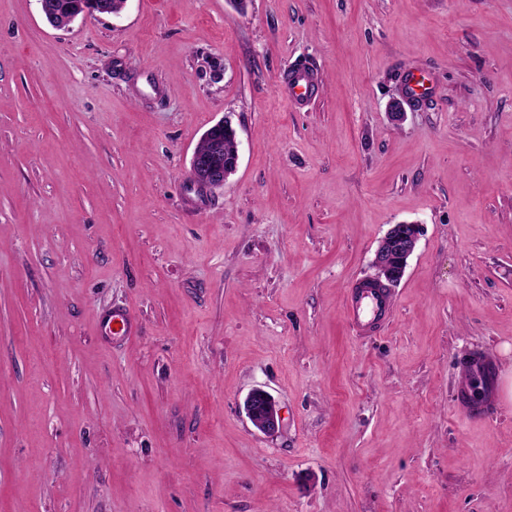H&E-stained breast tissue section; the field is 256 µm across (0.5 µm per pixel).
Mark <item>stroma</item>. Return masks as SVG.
Wrapping results in <instances>:
<instances>
[{"instance_id": "obj_1", "label": "stroma", "mask_w": 512, "mask_h": 512, "mask_svg": "<svg viewBox=\"0 0 512 512\" xmlns=\"http://www.w3.org/2000/svg\"><path fill=\"white\" fill-rule=\"evenodd\" d=\"M409 71L432 92L395 122ZM221 120L239 165L202 192ZM402 222L361 335L348 291ZM122 306L139 332L104 342ZM476 352L480 417L453 399ZM0 512H512V0H127L66 30L0 0ZM282 91L289 103L300 105L318 94V75L304 66L296 67L288 73ZM224 129H227L224 121L214 124L205 132V138L210 145L209 149L200 151L196 148L191 157L190 177L195 183L209 189L224 186L226 179L238 167L239 153H236L232 160L224 158V156L232 155L238 147L233 128L231 132L227 131L225 133ZM222 133H224V142L219 138ZM418 224H394L380 240L372 266L373 280L390 282L401 278L419 240ZM346 299L348 320L360 331H372L385 324L390 314V296L379 288H366L362 282L352 286ZM118 323V329L113 328ZM97 327L100 338L109 340L113 336H131L135 331V317L130 310L102 311L97 317ZM464 369L474 378H486L489 382V389L481 404H477L471 400L469 386L462 384L458 391V400L470 404L474 409H478L482 404L493 403L496 396V379L491 366L481 357L475 356L465 362ZM245 413L252 425L266 435L279 429L280 408L275 399L265 390L253 389L244 400Z\"/></svg>"}]
</instances>
